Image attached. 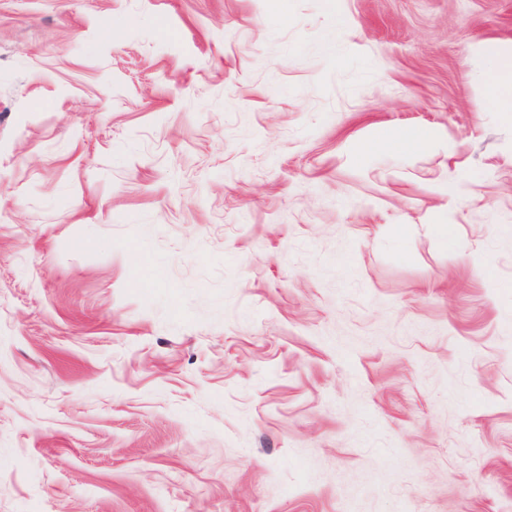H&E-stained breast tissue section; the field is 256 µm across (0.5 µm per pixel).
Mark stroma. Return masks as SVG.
Segmentation results:
<instances>
[{"label": "stroma", "mask_w": 512, "mask_h": 512, "mask_svg": "<svg viewBox=\"0 0 512 512\" xmlns=\"http://www.w3.org/2000/svg\"><path fill=\"white\" fill-rule=\"evenodd\" d=\"M280 2L0 0V512H512V0ZM484 84L495 112H512V52L499 54L490 61ZM438 133L430 128H413L403 131L399 136L381 135L374 140L365 142L362 151L369 152L379 147H392L409 153H416L428 148L437 139Z\"/></svg>", "instance_id": "obj_1"}]
</instances>
